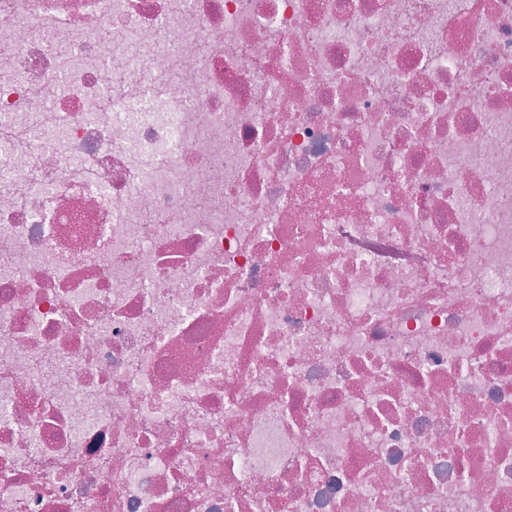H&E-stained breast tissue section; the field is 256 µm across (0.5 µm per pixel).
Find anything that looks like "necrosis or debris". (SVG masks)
Here are the masks:
<instances>
[{
    "label": "necrosis or debris",
    "mask_w": 512,
    "mask_h": 512,
    "mask_svg": "<svg viewBox=\"0 0 512 512\" xmlns=\"http://www.w3.org/2000/svg\"><path fill=\"white\" fill-rule=\"evenodd\" d=\"M0 0V512H512V0Z\"/></svg>",
    "instance_id": "4bbe7bcc"
}]
</instances>
